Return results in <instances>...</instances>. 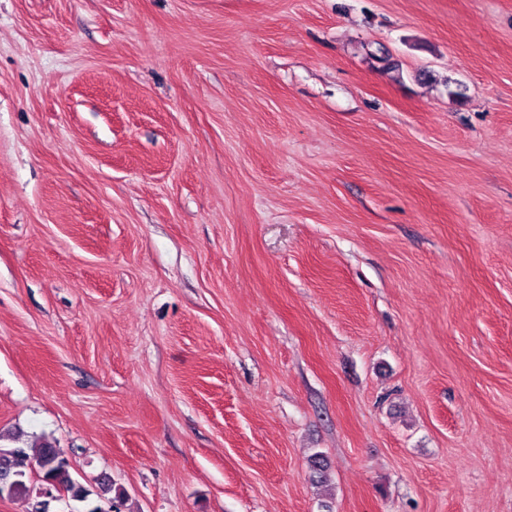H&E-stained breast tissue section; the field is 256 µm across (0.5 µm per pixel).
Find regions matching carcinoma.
I'll list each match as a JSON object with an SVG mask.
<instances>
[{
	"label": "carcinoma",
	"instance_id": "1",
	"mask_svg": "<svg viewBox=\"0 0 512 512\" xmlns=\"http://www.w3.org/2000/svg\"><path fill=\"white\" fill-rule=\"evenodd\" d=\"M13 453L19 454L16 460V470L20 472L14 481V485L0 489V496L20 497L28 501L29 512H40L38 505L44 501L39 496L45 483H50L58 493L60 499L65 501L69 512H103L102 508L93 499L94 491L82 486L77 487L78 481L71 473V466L61 452L48 442L39 445L34 456H29L21 447H2L0 455L6 456ZM48 455L58 459V464L50 471L41 470V461ZM37 473L38 482H31V473Z\"/></svg>",
	"mask_w": 512,
	"mask_h": 512
}]
</instances>
